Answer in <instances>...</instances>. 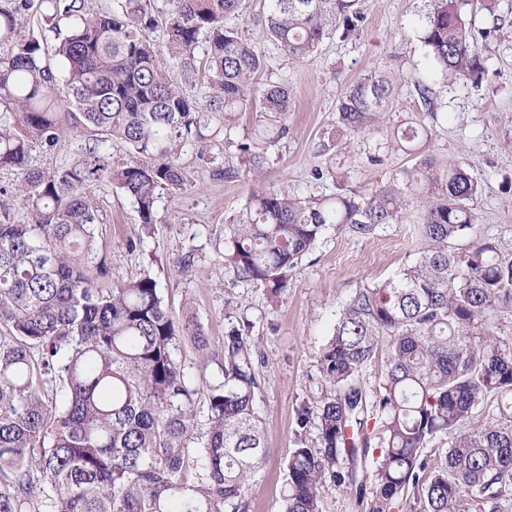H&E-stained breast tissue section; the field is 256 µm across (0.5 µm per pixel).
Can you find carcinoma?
Instances as JSON below:
<instances>
[{"label":"carcinoma","mask_w":512,"mask_h":512,"mask_svg":"<svg viewBox=\"0 0 512 512\" xmlns=\"http://www.w3.org/2000/svg\"><path fill=\"white\" fill-rule=\"evenodd\" d=\"M11 0L0 7V170L31 223L0 213V512H248V491L269 448L256 410L258 340L249 320L224 336L221 379L205 403L178 361L181 337L207 358L201 324L174 316L150 271L108 288L94 190L109 181L136 205L144 233L164 190L191 181L189 160L235 144L243 165L264 161L253 140L233 141L253 108V80L269 70L262 47L226 24L244 0ZM267 37L291 60L324 39L357 34L355 0H268ZM474 0H431L421 42L446 82L479 83L490 54L471 33ZM36 10L55 47L17 36ZM161 28L164 49L148 32ZM202 56L196 55L200 43ZM63 66L58 74L56 64ZM202 77L203 95L175 82L170 64ZM65 92H60L59 82ZM412 85L426 107L428 83ZM400 82L371 71L336 105L348 133L373 130ZM290 91L264 90L254 137H288ZM69 115L63 124L61 113ZM83 138L77 157L34 168L36 145ZM429 138L421 123L390 132L397 150ZM118 142L123 156L112 154ZM402 187L317 200L286 190L251 197L215 242L218 260L272 301L327 226L367 237L422 208L413 261L339 310L319 352L325 390L317 402L316 448L291 451L281 512H322L330 480L361 512H395L410 489L422 512H502L512 496V255L482 232L466 202L481 182L455 161L431 155L400 173ZM379 363L376 387L362 373ZM492 420L474 425L484 406ZM435 439L446 450L432 452ZM372 457L370 483L358 460Z\"/></svg>","instance_id":"obj_1"}]
</instances>
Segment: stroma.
Returning <instances> with one entry per match:
<instances>
[{
  "label": "stroma",
  "instance_id": "35a3bbf8",
  "mask_svg": "<svg viewBox=\"0 0 512 512\" xmlns=\"http://www.w3.org/2000/svg\"><path fill=\"white\" fill-rule=\"evenodd\" d=\"M268 0H245L233 26L262 44L272 67L254 80L255 95L273 83L291 92L290 133L269 147L261 170L228 175L235 148L211 150L193 162V177L180 190H166L155 208V224L142 251L125 250L126 238L140 234L132 200L101 182L102 240L111 250V281L149 269L175 318L193 310L212 344L222 347L232 309L244 310L262 356L257 411L263 421L269 458L249 493V512H278L285 464L298 442L318 445L315 424L299 427L302 407H315L323 387L317 357L331 335L336 315L355 289L374 286L413 258L419 239V210L410 207L400 223L383 224L366 238L328 226L304 256L288 291L272 302L250 282L235 278L218 262L216 239L224 224L261 191L285 189L302 197H333L340 186L361 194L395 187L399 173L416 165L419 154L392 150L387 136L397 124L420 118L431 136L427 153L462 163L484 185L470 200L483 233L512 253V0H497L495 12H476L477 29H489V69L480 85L444 82L420 40L428 0H358L364 21L357 36L324 40L309 60L294 62L267 41L260 23ZM502 24H495V16ZM411 73L430 83L435 107L424 111L418 97L402 91L376 130L341 137L336 104L347 87L377 67ZM192 253L188 269L179 255Z\"/></svg>",
  "mask_w": 512,
  "mask_h": 512
}]
</instances>
